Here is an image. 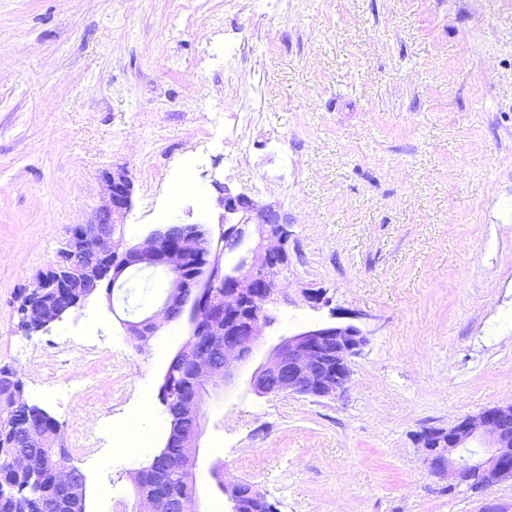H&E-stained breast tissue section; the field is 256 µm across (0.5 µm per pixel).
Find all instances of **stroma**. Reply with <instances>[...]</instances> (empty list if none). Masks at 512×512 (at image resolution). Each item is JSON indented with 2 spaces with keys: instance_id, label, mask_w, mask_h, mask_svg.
<instances>
[{
  "instance_id": "obj_1",
  "label": "stroma",
  "mask_w": 512,
  "mask_h": 512,
  "mask_svg": "<svg viewBox=\"0 0 512 512\" xmlns=\"http://www.w3.org/2000/svg\"><path fill=\"white\" fill-rule=\"evenodd\" d=\"M277 10L281 22L269 26ZM235 46L225 59V45ZM258 112L295 172L224 174L234 141L214 106ZM206 205L168 204L188 159ZM133 183L128 242L160 224L216 228V185L286 216L283 301L234 382L207 397L202 512L252 484L276 512H479L512 480L445 488L420 431L512 403V0H0V366L61 427L89 512H133L132 474L164 447L162 372L186 336L139 345L121 324L157 308L97 290L38 332L17 296L89 221L103 176ZM371 330L331 397L257 396L246 380L280 337L316 324ZM152 431L112 456L111 430Z\"/></svg>"
}]
</instances>
